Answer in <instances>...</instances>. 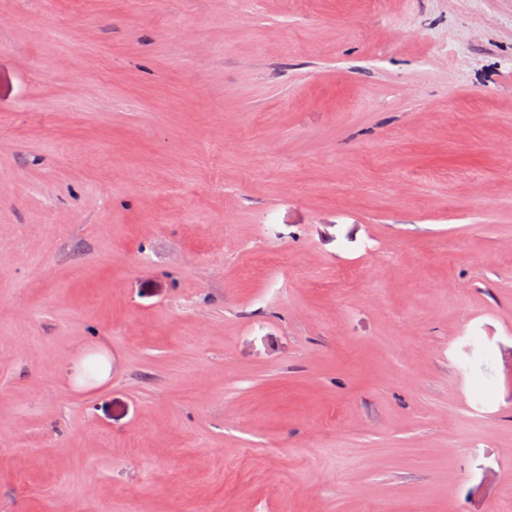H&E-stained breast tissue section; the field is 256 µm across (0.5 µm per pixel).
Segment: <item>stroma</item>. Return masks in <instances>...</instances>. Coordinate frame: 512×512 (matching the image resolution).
Instances as JSON below:
<instances>
[{
	"mask_svg": "<svg viewBox=\"0 0 512 512\" xmlns=\"http://www.w3.org/2000/svg\"><path fill=\"white\" fill-rule=\"evenodd\" d=\"M511 162L512 0H0V512H512Z\"/></svg>",
	"mask_w": 512,
	"mask_h": 512,
	"instance_id": "35a3bbf8",
	"label": "stroma"
}]
</instances>
